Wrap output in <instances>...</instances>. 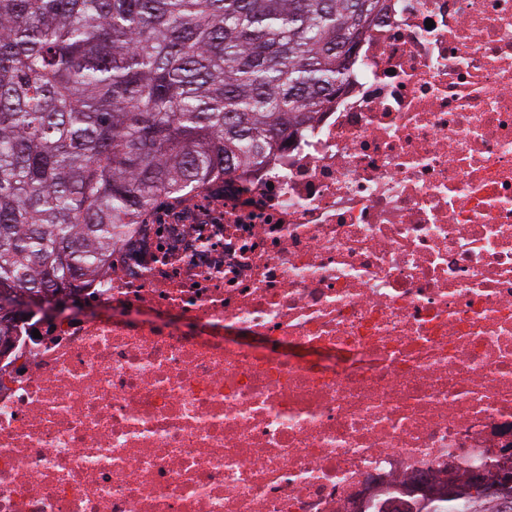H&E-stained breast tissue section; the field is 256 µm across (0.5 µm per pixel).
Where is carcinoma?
<instances>
[{"label": "carcinoma", "mask_w": 512, "mask_h": 512, "mask_svg": "<svg viewBox=\"0 0 512 512\" xmlns=\"http://www.w3.org/2000/svg\"><path fill=\"white\" fill-rule=\"evenodd\" d=\"M382 4L0 0V300L89 282L141 212L261 162L346 81ZM4 311L11 345L22 311ZM454 494L497 512L512 483Z\"/></svg>", "instance_id": "cac0c4a2"}]
</instances>
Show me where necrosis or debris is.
Wrapping results in <instances>:
<instances>
[{
    "label": "necrosis or debris",
    "mask_w": 512,
    "mask_h": 512,
    "mask_svg": "<svg viewBox=\"0 0 512 512\" xmlns=\"http://www.w3.org/2000/svg\"><path fill=\"white\" fill-rule=\"evenodd\" d=\"M352 60L262 163L31 299L0 512H417L512 464V0H386Z\"/></svg>",
    "instance_id": "obj_1"
}]
</instances>
